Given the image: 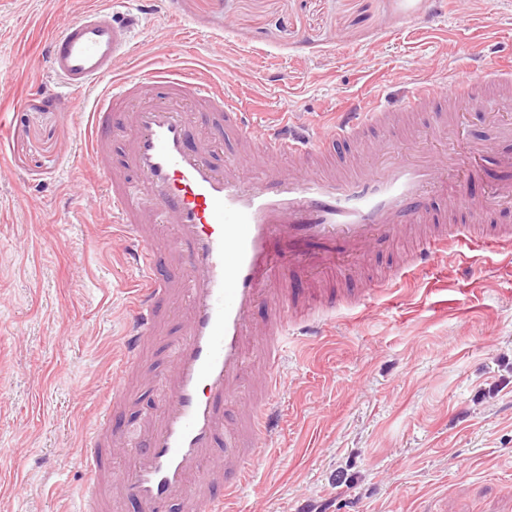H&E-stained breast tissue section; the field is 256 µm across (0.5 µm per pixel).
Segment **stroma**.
Listing matches in <instances>:
<instances>
[{"label": "stroma", "mask_w": 512, "mask_h": 512, "mask_svg": "<svg viewBox=\"0 0 512 512\" xmlns=\"http://www.w3.org/2000/svg\"><path fill=\"white\" fill-rule=\"evenodd\" d=\"M114 0H0V512H77L80 433L110 398L135 271L87 158L89 93L52 96L47 35ZM116 79L194 68L235 99L311 121L358 96L398 101L473 69L485 45L512 60V0H156ZM29 243L28 251L16 246ZM369 271L324 274V295ZM459 260L385 280L321 338L289 339L269 456L231 512H512V249L460 245ZM163 348L121 410L122 456L162 403Z\"/></svg>", "instance_id": "obj_1"}]
</instances>
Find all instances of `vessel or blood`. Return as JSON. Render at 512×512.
Instances as JSON below:
<instances>
[{
    "label": "vessel or blood",
    "instance_id": "obj_1",
    "mask_svg": "<svg viewBox=\"0 0 512 512\" xmlns=\"http://www.w3.org/2000/svg\"><path fill=\"white\" fill-rule=\"evenodd\" d=\"M137 25L136 14L88 8L45 43L57 86L94 94L88 160L137 271L112 401L81 436L79 512H97L110 459L103 431L127 397L126 373L160 337L171 354L164 402L144 447L113 481L140 512L174 502L184 512H214L268 453L288 337L323 335L329 321L316 290L303 301L289 285L290 274L307 284L317 275L308 243L323 244L324 263L340 275L346 260L371 261L402 239L413 242L406 270L454 256L464 241L512 246V225L493 220L512 205V64L492 59L448 84L419 83L396 110L375 96L352 102L332 127L297 138L251 121L197 71L113 79L112 61L130 52ZM485 108L499 118L485 135L463 137L465 113ZM422 114L447 152L390 157L395 141L415 137ZM114 126L125 131L118 168ZM225 142L235 162L217 160ZM490 168L499 177L486 195L449 198L456 174ZM436 200L446 208L434 219L428 206ZM176 301L185 315L171 338L166 308Z\"/></svg>",
    "mask_w": 512,
    "mask_h": 512
}]
</instances>
